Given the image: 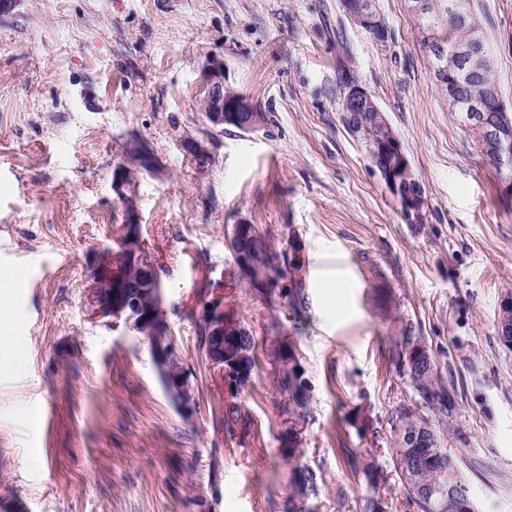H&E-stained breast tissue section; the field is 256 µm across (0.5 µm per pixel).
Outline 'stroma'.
<instances>
[{
	"mask_svg": "<svg viewBox=\"0 0 512 512\" xmlns=\"http://www.w3.org/2000/svg\"><path fill=\"white\" fill-rule=\"evenodd\" d=\"M512 109V0H478ZM376 44L340 0H18L0 15V274L16 281L0 350V512H281L292 466L320 476L310 504L358 512L374 460L392 469L391 423L414 394L392 356L424 337L454 383L444 447L480 512H512V349L497 333L512 293V198L439 96L405 0H378ZM210 56L265 126L213 132L205 167L185 155L203 130L196 90ZM378 102L425 188L408 222L340 115L346 80ZM141 137L160 169L127 164ZM158 266L167 321L198 408L184 418L147 343L90 316L91 264L124 226ZM255 225L277 254L267 306L225 245ZM224 299L254 336L257 363L231 394L197 341L204 303ZM293 340L311 414L288 457L287 400L269 356ZM237 405L242 421L224 426ZM50 406L52 417L35 413Z\"/></svg>",
	"mask_w": 512,
	"mask_h": 512,
	"instance_id": "stroma-1",
	"label": "stroma"
}]
</instances>
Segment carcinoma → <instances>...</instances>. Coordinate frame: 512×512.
Wrapping results in <instances>:
<instances>
[{
    "label": "carcinoma",
    "instance_id": "1",
    "mask_svg": "<svg viewBox=\"0 0 512 512\" xmlns=\"http://www.w3.org/2000/svg\"><path fill=\"white\" fill-rule=\"evenodd\" d=\"M424 3V12L413 16L412 21L420 45L428 52L431 64L435 67L440 60L431 53V42L441 41L449 51L454 44L469 38V25L460 17L448 14V0H424ZM489 52L486 46L482 52L472 55L464 63L461 68L464 85L479 86ZM256 242L251 253L253 278L249 281V287L271 304L277 302L284 307L296 308L294 296L258 287V283L271 275L279 276L282 271L276 265V256L269 250L263 237H258ZM241 341V349L246 351V355L239 361L240 371L249 379L254 368L252 352L255 341L249 333L241 337ZM278 371L279 384L288 395L283 411L290 419L305 422L310 415L311 387L303 377L300 366L290 367L285 363L278 366ZM402 373L407 376L415 391L417 405L413 410L405 406L398 412L394 424L396 439L390 452L394 473L403 486L407 505L417 509V512H469L467 505L472 497L461 470L463 460L440 445V434L445 429L446 417L454 409V400L448 386L436 365L425 369L418 376L404 363ZM423 407L429 413H421ZM418 428L430 430L429 445L416 448L406 439L407 433ZM363 473L367 477L370 491L358 505L359 512H393L396 505L380 493L381 475L378 467L366 463ZM290 485L292 492L283 505V512H318V506L308 503L309 496L317 495V474L314 470L300 465L294 467Z\"/></svg>",
    "mask_w": 512,
    "mask_h": 512
}]
</instances>
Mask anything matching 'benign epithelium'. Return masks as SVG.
<instances>
[{"label":"benign epithelium","instance_id":"7a95c632","mask_svg":"<svg viewBox=\"0 0 512 512\" xmlns=\"http://www.w3.org/2000/svg\"><path fill=\"white\" fill-rule=\"evenodd\" d=\"M344 13L358 27L369 32L377 44L388 42L387 22L379 9L377 0H344ZM470 39L457 46L448 57V66L440 67L438 75L456 69L459 61L482 50V36L478 21H470ZM204 76L196 90V98L202 104L205 125L212 129H222L226 125L244 131H257L265 125L266 115L257 110L249 99L224 86V61L210 58L203 66ZM343 108H354L378 119L385 118L375 99L360 85L348 86L342 100ZM462 111L468 113L467 127L479 136V142L486 155L499 167H512V148L502 136L500 114L508 112L501 96L469 95L458 101ZM183 152L195 159L206 160L209 152L203 139L186 136L180 142ZM127 155H136L141 169L154 173L158 163L147 143L138 138L129 139ZM366 156L372 168L378 172L392 196L399 202L403 214L414 222L422 216L426 198L424 186L419 181L409 183L404 174L411 171L407 155L398 137L378 143L368 141ZM127 248L123 251L100 254L95 257L92 271L97 284L92 289V315L122 319L132 335L147 337L150 352L160 383L165 392L177 405L182 415L191 418L196 410V395L191 383V374L184 366L174 342L171 328L165 314L143 298L139 284L157 279V269L142 245L139 225H125ZM256 232L251 224H234L227 235V246L237 259L242 278L249 279L248 247L254 243ZM139 265L140 277L134 281L123 273V265ZM501 317L497 324L503 342L512 346V293L505 296L500 306ZM201 323L212 336L213 344L207 360L225 380V384L239 390L247 384L237 372V363L224 361V348L241 343L244 329L233 320L224 319L222 301L205 304Z\"/></svg>","mask_w":512,"mask_h":512}]
</instances>
